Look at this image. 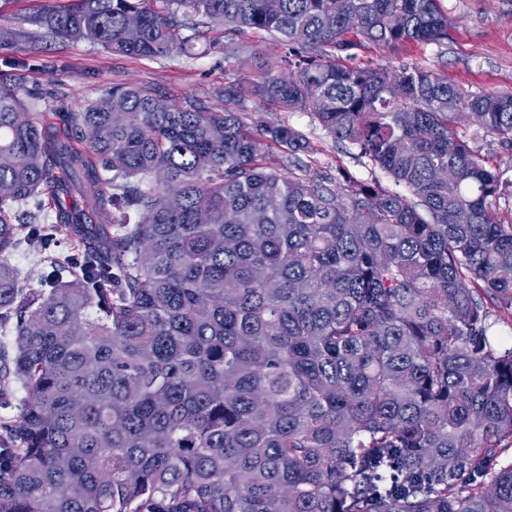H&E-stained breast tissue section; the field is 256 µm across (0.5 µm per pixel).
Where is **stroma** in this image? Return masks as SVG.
I'll list each match as a JSON object with an SVG mask.
<instances>
[{"label":"stroma","mask_w":512,"mask_h":512,"mask_svg":"<svg viewBox=\"0 0 512 512\" xmlns=\"http://www.w3.org/2000/svg\"><path fill=\"white\" fill-rule=\"evenodd\" d=\"M44 0H0V72L22 79L29 96L33 119L42 113L81 111L92 99L115 85L131 84L162 94L173 102L193 96L222 109L217 91L224 83L236 82L243 104L254 108L250 88L263 72L279 73L284 48L266 33L233 34L220 23L206 27L194 56L134 58L118 55L100 44L52 38L35 20ZM450 20L448 37L439 44L407 42L395 46H369L360 51L358 64L393 70L403 66H426L446 74L455 84L472 92L512 91V0H440ZM53 86L54 97L40 91ZM268 120L284 121L301 131L316 148L307 162L312 170L344 168L359 180L379 179L387 188L395 183L355 150L335 143L310 112L269 111ZM470 145L479 150L489 166L499 172L503 194L499 214L512 224V146L492 136L475 133L467 121H459ZM66 248L58 258L34 247L20 235L10 255L21 278L30 287L41 285V274L49 266L67 268L76 259L79 241L67 228L56 232Z\"/></svg>","instance_id":"35a3bbf8"}]
</instances>
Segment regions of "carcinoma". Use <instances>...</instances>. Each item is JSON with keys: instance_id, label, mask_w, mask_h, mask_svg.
Returning <instances> with one entry per match:
<instances>
[{"instance_id": "cac0c4a2", "label": "carcinoma", "mask_w": 512, "mask_h": 512, "mask_svg": "<svg viewBox=\"0 0 512 512\" xmlns=\"http://www.w3.org/2000/svg\"><path fill=\"white\" fill-rule=\"evenodd\" d=\"M193 16L281 37L291 70L254 111L232 82L222 110L115 85L41 126L0 75V402L27 392L0 512H512V347L488 307L512 311V224L457 130L512 145V91L351 64L447 38L439 0H69L38 22L158 58L195 54ZM270 109L312 112L409 195L310 174ZM32 197L44 246L58 224L83 244L47 288L6 259Z\"/></svg>"}]
</instances>
